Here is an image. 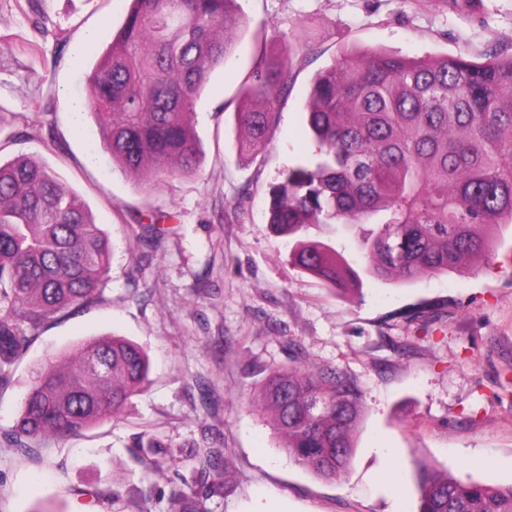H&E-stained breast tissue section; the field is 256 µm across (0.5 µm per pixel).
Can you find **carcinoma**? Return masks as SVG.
Listing matches in <instances>:
<instances>
[{
  "label": "carcinoma",
  "instance_id": "carcinoma-1",
  "mask_svg": "<svg viewBox=\"0 0 512 512\" xmlns=\"http://www.w3.org/2000/svg\"><path fill=\"white\" fill-rule=\"evenodd\" d=\"M237 0H131L126 21L89 75L88 109L112 163L145 189L196 170L190 117L211 72L235 50ZM286 63L258 57L235 112L244 150L255 154L276 124ZM306 124L315 157L273 187L268 224L292 240L289 258L340 291L360 273L330 244L309 240L369 224L359 238L366 272L382 281L461 271L512 224V55L408 58L341 52L313 79ZM112 245L85 201L53 170L26 156L0 162V387L43 324L96 300ZM138 344L114 334L55 353L35 370L9 436L30 456L122 413L148 377ZM259 410L298 465L334 482L347 474L362 418L357 385L337 371L272 368ZM140 463L154 470L155 435L140 436ZM203 490L181 492L171 512H211L230 487L222 448H205ZM418 512H512V484L463 482L417 467Z\"/></svg>",
  "mask_w": 512,
  "mask_h": 512
}]
</instances>
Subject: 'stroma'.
I'll list each match as a JSON object with an SVG mask.
<instances>
[{
    "instance_id": "stroma-1",
    "label": "stroma",
    "mask_w": 512,
    "mask_h": 512,
    "mask_svg": "<svg viewBox=\"0 0 512 512\" xmlns=\"http://www.w3.org/2000/svg\"><path fill=\"white\" fill-rule=\"evenodd\" d=\"M236 51L194 106L195 173L153 189L113 166L87 110V77L123 26L130 0H0V159L26 155L86 201L113 244L100 297L45 322L0 389V512H170L196 448L225 449L234 487L211 512H243L258 491L288 512H392L388 459L401 467L405 512H416V469L427 462L463 481L512 484V227L470 269L411 282L365 278L346 296L288 261L267 224L270 189L316 146L306 124L310 83L341 51L484 61L512 54V0H238ZM63 43L37 33L43 18ZM267 27L279 40L259 46ZM289 59L277 126L256 155L241 152L233 116L256 57ZM31 74L22 82V74ZM168 214L159 247L151 214ZM138 343L148 380L120 421L20 455L8 432L53 353L101 334ZM335 369L358 386L364 415L348 475L328 482L296 464L256 410L261 367ZM171 444L145 471L141 432ZM115 490L113 499L88 493Z\"/></svg>"
}]
</instances>
